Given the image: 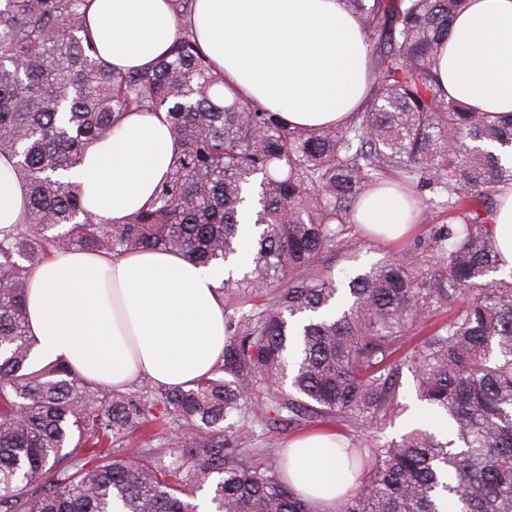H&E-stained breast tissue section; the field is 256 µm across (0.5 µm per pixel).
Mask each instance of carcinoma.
Listing matches in <instances>:
<instances>
[{
    "label": "carcinoma",
    "instance_id": "carcinoma-1",
    "mask_svg": "<svg viewBox=\"0 0 512 512\" xmlns=\"http://www.w3.org/2000/svg\"><path fill=\"white\" fill-rule=\"evenodd\" d=\"M148 70L115 71L84 33L89 0H0V157L27 189L0 229V512H314L256 428L332 423L350 491L336 512H512V279L492 233L512 190V116L447 99L437 60L468 0H343L372 46L366 107L297 127L224 84L189 31L194 0ZM165 112L181 150L147 208L96 220L62 179L128 112ZM387 188L442 219L386 259L335 278L362 202ZM431 192L428 197L425 192ZM53 228L61 229L49 234ZM66 246L176 251L224 279V358L189 389L116 392L60 363L30 365L24 301ZM429 419L360 437L400 410L403 369ZM158 420L187 432L123 455Z\"/></svg>",
    "mask_w": 512,
    "mask_h": 512
}]
</instances>
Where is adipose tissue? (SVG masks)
Listing matches in <instances>:
<instances>
[{
  "instance_id": "ef3b65f1",
  "label": "adipose tissue",
  "mask_w": 512,
  "mask_h": 512,
  "mask_svg": "<svg viewBox=\"0 0 512 512\" xmlns=\"http://www.w3.org/2000/svg\"><path fill=\"white\" fill-rule=\"evenodd\" d=\"M87 33L116 70L147 69L168 51L179 23L168 0H91ZM195 39L225 82L320 127L345 120L369 97L371 61L360 19L341 0H196ZM440 89L482 112H512V0H469L438 60ZM180 150L164 115L130 112L112 138L88 143L69 180L86 211L109 224L147 207ZM26 198L0 157V228L23 223ZM407 208L378 193L357 221L402 235ZM224 272L175 252L135 249L117 258L62 247L31 277L25 299L34 358L66 363L83 380L123 390L142 380L190 387L224 354ZM336 435L288 446L300 494L336 497Z\"/></svg>"
}]
</instances>
